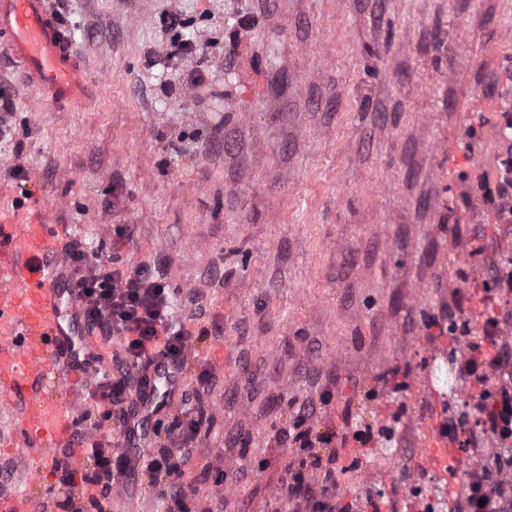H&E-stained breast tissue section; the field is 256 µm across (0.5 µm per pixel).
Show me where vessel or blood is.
Returning a JSON list of instances; mask_svg holds the SVG:
<instances>
[{
  "label": "vessel or blood",
  "instance_id": "obj_1",
  "mask_svg": "<svg viewBox=\"0 0 512 512\" xmlns=\"http://www.w3.org/2000/svg\"><path fill=\"white\" fill-rule=\"evenodd\" d=\"M0 43L28 83L54 103L83 97L86 65L51 0H0ZM56 221L38 196L0 208V408L13 418L6 440L20 451L16 479L31 489L50 476L57 449L75 445L74 421L93 388L81 360L112 359L111 348L84 323L83 301L58 250ZM50 381L66 388V401L47 398ZM422 435L418 465L457 487L464 453L448 438L447 414L425 421ZM36 451L42 455L37 465L31 461ZM0 512H33L32 501L1 479Z\"/></svg>",
  "mask_w": 512,
  "mask_h": 512
}]
</instances>
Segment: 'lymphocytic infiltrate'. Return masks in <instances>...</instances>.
<instances>
[{"mask_svg": "<svg viewBox=\"0 0 512 512\" xmlns=\"http://www.w3.org/2000/svg\"><path fill=\"white\" fill-rule=\"evenodd\" d=\"M66 257L84 300L87 325L104 338L118 339L125 360L134 367L119 379L101 375L94 380V405L81 414V426L75 431L77 442L87 445V467L81 476L69 471L65 459L55 462L61 485L71 488L79 484L84 489L74 512H99L116 475L125 472L132 460L128 454L113 453L109 438L88 441L89 431L101 430L116 419L122 421L127 438H134L139 426L135 419L138 405L161 390L147 375L153 357L184 368L195 333L174 322V291L155 266L145 262L129 265L117 254L104 260L77 242L69 243ZM490 265L498 277L487 298L496 309L483 320L481 334L470 343L468 354L457 360L458 373L472 391L464 411L448 420V436L464 449L463 472L471 478L467 490L459 495L458 512H512V456L483 458L470 440L474 433L512 439V338L503 334L504 326L512 324V273L503 274L504 264L499 260H491ZM312 417L305 407L296 413L288 437L306 450L307 457L290 467L277 495L287 501L292 512H348L338 491L335 468H323L318 453L319 448L331 444L332 436L311 426ZM209 419L202 408L195 409L189 420L173 418L165 429L170 450L144 459L140 465L148 482L166 478L167 512L186 510L182 466Z\"/></svg>", "mask_w": 512, "mask_h": 512, "instance_id": "f902f5d3", "label": "lymphocytic infiltrate"}]
</instances>
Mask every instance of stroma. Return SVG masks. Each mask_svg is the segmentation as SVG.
I'll return each instance as SVG.
<instances>
[{
  "label": "stroma",
  "instance_id": "stroma-1",
  "mask_svg": "<svg viewBox=\"0 0 512 512\" xmlns=\"http://www.w3.org/2000/svg\"><path fill=\"white\" fill-rule=\"evenodd\" d=\"M53 2L89 96L59 109L0 45V206L43 197L66 240L105 259L129 225L122 259L175 288L174 318L199 337L143 446H166L189 405L212 411L184 467L190 512H287L277 491L302 453L282 433L308 403L352 512H406L409 479L447 497L417 464L421 392L453 415L469 390L432 349L466 345L448 332L454 291L480 326L493 273L472 236L512 257L483 187L512 111V0ZM172 13L203 84L187 80L195 58L153 62ZM124 491L106 512H167L165 484L139 471Z\"/></svg>",
  "mask_w": 512,
  "mask_h": 512
}]
</instances>
